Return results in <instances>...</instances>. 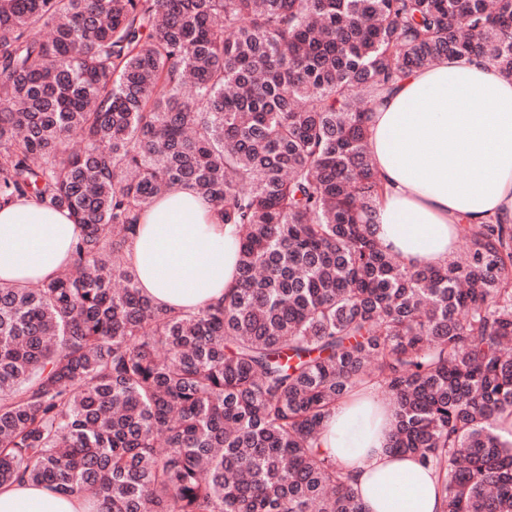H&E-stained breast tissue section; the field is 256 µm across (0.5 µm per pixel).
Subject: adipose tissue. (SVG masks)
Segmentation results:
<instances>
[{
    "mask_svg": "<svg viewBox=\"0 0 512 512\" xmlns=\"http://www.w3.org/2000/svg\"><path fill=\"white\" fill-rule=\"evenodd\" d=\"M368 148L383 191L375 235L411 266L452 258L462 224L512 225V77L485 59L448 58L407 73L372 106ZM80 228L31 198L0 206V280L36 285L70 265ZM238 229L193 189L158 197L132 238L129 262L157 306L198 311L237 282ZM393 411L373 385L325 420L322 444L366 512H442L437 477L387 452ZM0 512H89L83 500L27 482L0 486Z\"/></svg>",
    "mask_w": 512,
    "mask_h": 512,
    "instance_id": "1",
    "label": "adipose tissue"
}]
</instances>
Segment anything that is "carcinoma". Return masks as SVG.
I'll return each instance as SVG.
<instances>
[{"instance_id":"obj_1","label":"carcinoma","mask_w":512,"mask_h":512,"mask_svg":"<svg viewBox=\"0 0 512 512\" xmlns=\"http://www.w3.org/2000/svg\"><path fill=\"white\" fill-rule=\"evenodd\" d=\"M473 54L512 75V0H0V201L82 229L57 277L0 282V486L366 512L319 440L373 381L443 512H512V227L463 225L418 269L370 231V103ZM175 186L239 227L236 288L198 312L153 305L127 259Z\"/></svg>"}]
</instances>
